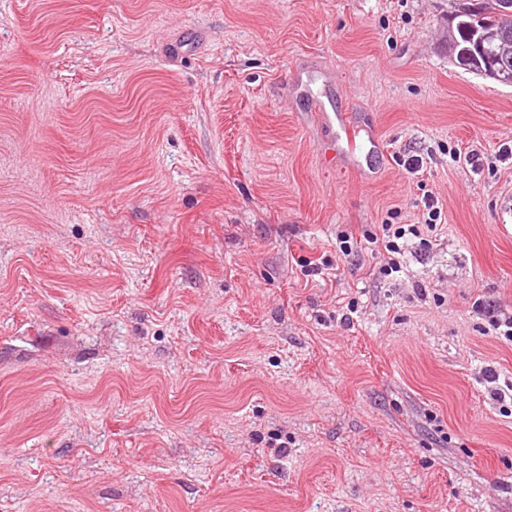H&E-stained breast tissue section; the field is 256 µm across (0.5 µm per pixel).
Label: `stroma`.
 <instances>
[{"instance_id": "stroma-1", "label": "stroma", "mask_w": 512, "mask_h": 512, "mask_svg": "<svg viewBox=\"0 0 512 512\" xmlns=\"http://www.w3.org/2000/svg\"><path fill=\"white\" fill-rule=\"evenodd\" d=\"M449 9L0 0V512H512V86ZM324 120L331 126L336 125V135L338 140L345 142L348 146H353L357 134V128L343 114L336 115L334 112H325ZM332 113L333 115H330ZM421 203L428 216L425 224H377L376 232H369L363 235L367 245L366 248H371L372 251L375 248L377 250L383 249L390 256L388 261L379 268V275L387 277L399 271L397 269L400 262L397 261L398 257L396 255H402L405 252L407 235L418 238L424 232H433L437 224H441V222H437L441 220L442 214L441 208L438 206V200L428 195L427 197L425 196ZM406 225L408 226L407 228H405ZM420 226L423 228H420ZM400 240H403V242L400 243Z\"/></svg>"}]
</instances>
